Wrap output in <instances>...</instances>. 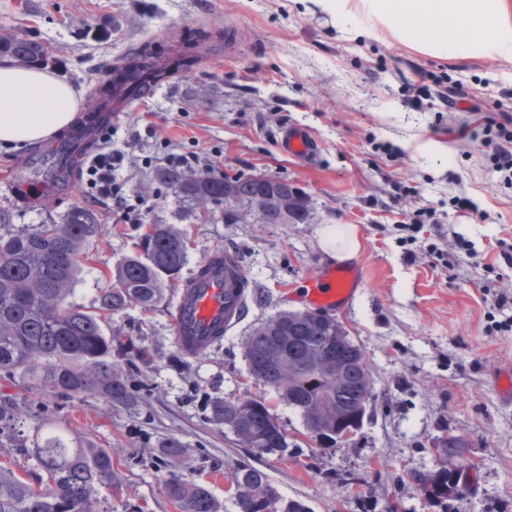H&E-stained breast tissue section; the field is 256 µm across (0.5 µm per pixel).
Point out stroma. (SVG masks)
<instances>
[{
    "label": "stroma",
    "mask_w": 512,
    "mask_h": 512,
    "mask_svg": "<svg viewBox=\"0 0 512 512\" xmlns=\"http://www.w3.org/2000/svg\"><path fill=\"white\" fill-rule=\"evenodd\" d=\"M235 30L232 53L173 75L112 124L98 152L124 154L129 212L90 204L82 180L28 206L0 191V233L60 224L87 206L100 230L84 247L83 271L69 297L93 308L112 269L137 250L150 225L180 232L187 259L152 309L129 305L102 321L105 335L147 352L112 361L133 397L125 403L51 395L29 405L20 378L0 377V403L25 408L24 427L60 430L75 444L112 452L108 512H178L171 479L205 486L217 512H237L234 475L268 474L283 497L309 512H512V403L494 373L512 364V188L493 171L492 150L467 133L512 103V60L433 56L369 28L361 15L336 22L312 0H0V34L51 50L81 111L108 67L146 42L180 39L190 29ZM445 75L450 105L418 112L411 104L432 75ZM298 124L320 143L310 165L281 153L276 136ZM173 155L183 172L268 174L292 181L312 209L305 224L224 221V206L185 198L161 181ZM464 194L477 212L455 210ZM432 223L415 236L403 227L416 210ZM356 231L362 284L338 319L369 365L375 398L362 428L332 449L307 438L301 415L254 383L244 341L282 310H303L310 278L329 266L324 228ZM470 240L471 252L458 239ZM217 250L239 256L261 302L223 341L194 359L174 343L170 310L183 280ZM443 260H436L435 252ZM261 398L288 435L284 457L244 447L213 413L214 403ZM457 438L450 467L474 488L442 505L430 498L436 450ZM176 444L182 453L170 458Z\"/></svg>",
    "instance_id": "obj_1"
}]
</instances>
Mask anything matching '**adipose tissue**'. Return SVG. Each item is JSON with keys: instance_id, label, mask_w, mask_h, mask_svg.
<instances>
[{"instance_id": "1", "label": "adipose tissue", "mask_w": 512, "mask_h": 512, "mask_svg": "<svg viewBox=\"0 0 512 512\" xmlns=\"http://www.w3.org/2000/svg\"><path fill=\"white\" fill-rule=\"evenodd\" d=\"M345 19L359 13L372 27L423 52L456 58L512 56V0H316ZM80 108L74 88L54 73L0 61V148L47 141Z\"/></svg>"}]
</instances>
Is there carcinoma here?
<instances>
[{"label":"carcinoma","mask_w":512,"mask_h":512,"mask_svg":"<svg viewBox=\"0 0 512 512\" xmlns=\"http://www.w3.org/2000/svg\"><path fill=\"white\" fill-rule=\"evenodd\" d=\"M223 36L206 29L182 38L168 49L145 46L112 70V78L97 88L101 103L112 100L116 80L146 94L151 86L169 77L172 70L190 69ZM22 66L46 67L54 63L48 48L15 34L0 35V57ZM75 163V151L59 150L53 183H60ZM163 178L192 199L224 201V178L200 183L180 171L168 169ZM257 190L250 177L236 179V199L244 203ZM94 214L74 208L62 224H37L32 229L0 235V375L20 376L32 397L61 393L78 398H101L110 403L130 400L128 381L112 364L114 338L104 334L102 316L136 303L155 306L163 286L173 280L186 260L184 240L173 228L153 224L138 244L139 252L126 257L112 270L111 284L100 289L95 310L69 302L72 287L82 272L84 245L98 233ZM227 293L251 296L250 282L240 277L224 258ZM330 336L311 330L305 318L280 311L254 328L245 339L249 373L258 383L274 389L280 399L298 412L313 400L325 397L340 403L352 418L365 396L369 366L361 364L363 351L355 342L341 343L332 354L348 366L343 390L328 392V384L307 366L306 354L325 351ZM295 355L296 371L288 377V356ZM224 425L240 430L252 448L282 455L288 449L285 429L266 402L259 399L225 401L214 406ZM18 413L0 408V441L24 440L16 427ZM27 454L39 469L31 481L10 469L0 468V512H98L103 489H112V451L74 448L59 435L32 441ZM237 512H309L296 500L287 501L267 474L241 468L234 477ZM468 475L446 467L431 480V493L440 501L464 492ZM169 492L180 512H216L210 492L176 478Z\"/></svg>","instance_id":"carcinoma-1"}]
</instances>
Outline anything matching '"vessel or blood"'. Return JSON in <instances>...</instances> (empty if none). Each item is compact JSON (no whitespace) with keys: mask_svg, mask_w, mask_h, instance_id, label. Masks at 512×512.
<instances>
[{"mask_svg":"<svg viewBox=\"0 0 512 512\" xmlns=\"http://www.w3.org/2000/svg\"><path fill=\"white\" fill-rule=\"evenodd\" d=\"M136 90L117 85L113 88L111 118H119L140 101ZM278 148L304 164H312L318 155V143L307 128L299 125L283 127L276 138ZM53 184L45 179L29 177L10 181L7 191L18 203L31 204L52 192ZM207 274H194L184 288L179 289L172 309V327L181 352L195 358L208 351L235 327L244 314L245 303L225 298L224 255L217 252L204 261ZM362 283L359 264L340 263L323 269L306 290L304 301L316 310L342 311L348 308Z\"/></svg>","mask_w":512,"mask_h":512,"instance_id":"obj_1","label":"vessel or blood"}]
</instances>
